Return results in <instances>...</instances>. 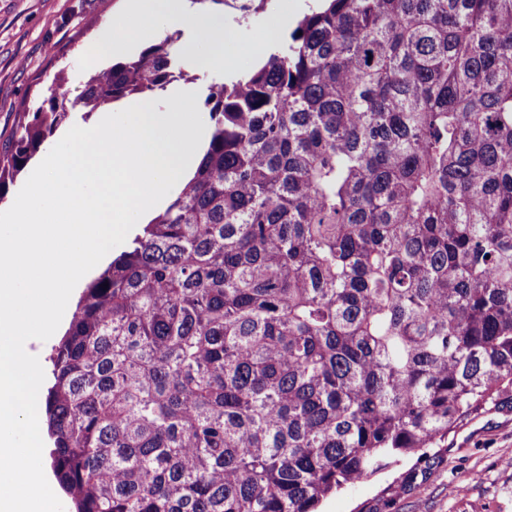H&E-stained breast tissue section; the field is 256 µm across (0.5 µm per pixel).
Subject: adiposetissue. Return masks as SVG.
I'll return each instance as SVG.
<instances>
[{"label":"adipose tissue","mask_w":512,"mask_h":512,"mask_svg":"<svg viewBox=\"0 0 512 512\" xmlns=\"http://www.w3.org/2000/svg\"><path fill=\"white\" fill-rule=\"evenodd\" d=\"M195 28L197 40L186 50L188 62L213 71H234L238 50L232 47L208 13L187 10L183 0H124V9L110 20L102 43L104 55L114 56L132 51L150 39L172 17Z\"/></svg>","instance_id":"ef3b65f1"}]
</instances>
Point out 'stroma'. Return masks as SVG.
Instances as JSON below:
<instances>
[{
  "label": "stroma",
  "mask_w": 512,
  "mask_h": 512,
  "mask_svg": "<svg viewBox=\"0 0 512 512\" xmlns=\"http://www.w3.org/2000/svg\"><path fill=\"white\" fill-rule=\"evenodd\" d=\"M317 0H267L250 17L214 4L206 9L232 43L270 51L280 32L273 15L297 21ZM122 0H0V143L21 120L25 106L41 102L54 78L79 95L109 59L98 52ZM410 461L350 484L327 497L322 512H512V400L471 415L448 436L443 462L416 489L403 474Z\"/></svg>",
  "instance_id": "obj_1"
}]
</instances>
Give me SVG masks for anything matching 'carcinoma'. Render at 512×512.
I'll return each mask as SVG.
<instances>
[{
	"label": "carcinoma",
	"mask_w": 512,
	"mask_h": 512,
	"mask_svg": "<svg viewBox=\"0 0 512 512\" xmlns=\"http://www.w3.org/2000/svg\"><path fill=\"white\" fill-rule=\"evenodd\" d=\"M168 35L0 152V202L77 108L184 76ZM193 178L52 348L75 512H317L512 391V0H320L208 86Z\"/></svg>",
	"instance_id": "carcinoma-1"
}]
</instances>
